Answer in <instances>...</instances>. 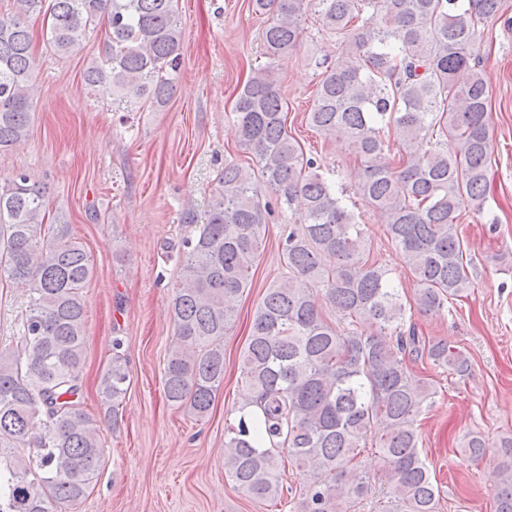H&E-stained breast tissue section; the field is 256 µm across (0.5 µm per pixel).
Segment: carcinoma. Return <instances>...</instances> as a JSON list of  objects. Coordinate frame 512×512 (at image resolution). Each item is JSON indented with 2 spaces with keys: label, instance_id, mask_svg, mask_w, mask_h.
<instances>
[{
  "label": "carcinoma",
  "instance_id": "obj_1",
  "mask_svg": "<svg viewBox=\"0 0 512 512\" xmlns=\"http://www.w3.org/2000/svg\"><path fill=\"white\" fill-rule=\"evenodd\" d=\"M174 2L13 0V11L0 15V151L22 144L30 128V20H50L43 36L62 56L104 30L86 84L126 111L144 100L163 107L181 60ZM253 2L271 14L262 31L268 62L243 83L233 110L237 146L252 164H224L205 222L192 202L181 210L192 232L182 240L171 301L177 344L164 368L165 395L196 418L208 415L224 384V334L265 249L267 224L286 207L299 223L278 243L285 275L254 310L240 367L249 396L224 435L225 474L249 498L277 502L288 459L304 476L295 512H354L374 480L358 459L370 440L388 485L378 512H439L438 482L416 426L435 391L412 364L426 359L462 375L469 360L406 322L388 269L370 259L364 229L288 134L272 61L296 49L312 9L344 44L335 62H321L308 123L347 142L359 160L356 194L381 218L413 275L416 308L436 315L470 287L456 224L465 207L481 210L493 153L489 90L472 48L502 0ZM428 137L432 146L419 151ZM259 181L272 199L262 200ZM92 274L83 246L49 221L39 185L26 173L0 182V282L27 296L16 347L0 351V512L73 510L100 468L103 448L82 408L80 380L82 290ZM129 386L118 340L100 382L112 416ZM501 447L495 512H512V438ZM486 448L483 437L469 435L463 452L481 458Z\"/></svg>",
  "mask_w": 512,
  "mask_h": 512
}]
</instances>
